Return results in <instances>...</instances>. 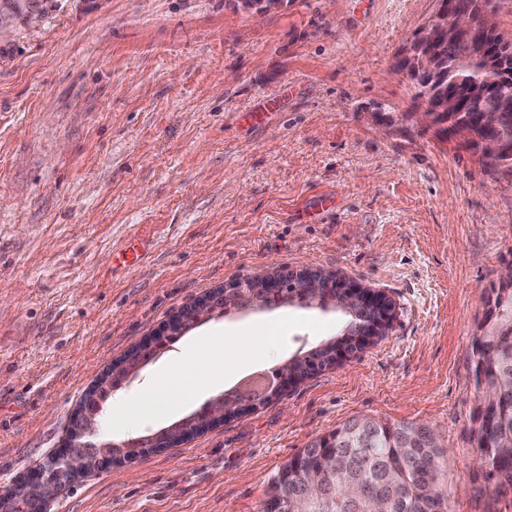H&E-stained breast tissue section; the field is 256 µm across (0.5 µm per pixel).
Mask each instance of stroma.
Returning <instances> with one entry per match:
<instances>
[{"label":"stroma","instance_id":"1","mask_svg":"<svg viewBox=\"0 0 512 512\" xmlns=\"http://www.w3.org/2000/svg\"><path fill=\"white\" fill-rule=\"evenodd\" d=\"M0 48V494L61 448L96 377L251 270L384 292L390 330L172 448L77 478L50 512H261L279 467L355 416L435 428L454 512L497 493L473 441L471 340L512 264V175L487 169L397 72L437 0H58ZM281 108L263 113L265 98ZM336 198L319 211L316 196ZM134 268L115 258L130 237ZM335 309L229 311L178 345L263 329L285 363ZM258 359L147 436L269 374Z\"/></svg>","mask_w":512,"mask_h":512}]
</instances>
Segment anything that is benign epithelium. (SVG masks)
Masks as SVG:
<instances>
[{
  "mask_svg": "<svg viewBox=\"0 0 512 512\" xmlns=\"http://www.w3.org/2000/svg\"><path fill=\"white\" fill-rule=\"evenodd\" d=\"M241 4L244 10L258 19L272 9L275 0H241ZM479 29L485 30L498 48L494 57L479 54L474 58V62L481 64L488 73L489 82L493 83L497 81V72L512 64V34L506 35L488 23L482 0H476L473 10L465 13L451 11L449 4L441 0L436 14L422 29L420 40L412 49L401 53L399 69L413 77L420 87L435 84L442 77L440 45L445 41L467 42ZM492 102L499 107V111L485 112L481 122L475 123L461 112L460 99L450 91L425 108L420 113V121L434 124L439 118H448L450 131L463 143L474 147L481 158L512 155L511 137H495L486 133L487 126H498V119L508 105V101L496 97L492 98ZM284 301L328 303L352 312L354 322L337 340L334 349L337 356L364 344L373 336L385 333L394 320V305L385 294L351 282L331 270L309 269L276 274L261 268L243 278L229 281L224 287L207 293L174 314L158 330L145 337L123 366L111 367L94 380L70 418L69 435L64 445L35 467V473L24 476L15 484L14 490L27 498L28 509L47 512L49 504L67 483L85 472L107 468L122 460L121 456L112 453L114 444L100 440L97 416L102 398L112 389V384L146 363L144 353L159 351L165 338L180 335L183 330L210 317L218 309L280 304ZM288 367L289 364L285 363L278 368L277 383L270 382L262 389L238 388L221 395L199 413L152 436L136 440V447L159 448L183 432H201L242 414L267 393H281L291 386L292 375ZM270 498L272 508L278 512L281 504L288 502V479L277 482Z\"/></svg>",
  "mask_w": 512,
  "mask_h": 512,
  "instance_id": "obj_1",
  "label": "benign epithelium"
}]
</instances>
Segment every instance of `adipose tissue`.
<instances>
[{
    "label": "adipose tissue",
    "instance_id": "ef3b65f1",
    "mask_svg": "<svg viewBox=\"0 0 512 512\" xmlns=\"http://www.w3.org/2000/svg\"><path fill=\"white\" fill-rule=\"evenodd\" d=\"M268 339L251 337L246 346L227 347L202 341L185 347L155 378L150 390L134 400L122 401L112 412V427L127 430L149 418L156 400H165L178 410L235 370L240 360L254 350H267Z\"/></svg>",
    "mask_w": 512,
    "mask_h": 512
}]
</instances>
